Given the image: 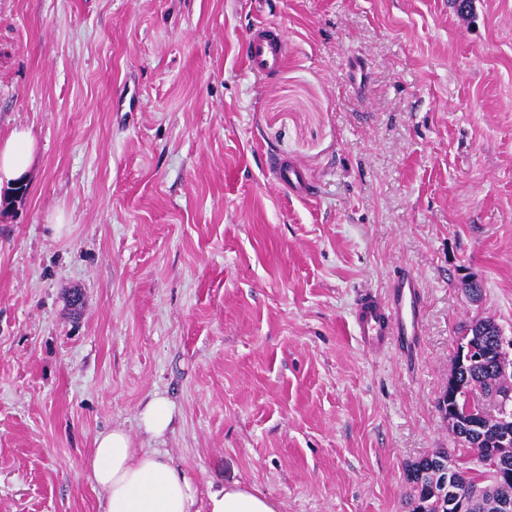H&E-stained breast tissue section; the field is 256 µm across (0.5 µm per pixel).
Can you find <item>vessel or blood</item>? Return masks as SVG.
<instances>
[{"label":"vessel or blood","instance_id":"b4317fda","mask_svg":"<svg viewBox=\"0 0 512 512\" xmlns=\"http://www.w3.org/2000/svg\"><path fill=\"white\" fill-rule=\"evenodd\" d=\"M288 53L286 31L275 24H255L248 41L247 64L251 71L270 76L281 67ZM269 171L274 179L291 193L308 198L303 176L284 162L271 163ZM420 282L410 270L395 272L384 296L364 295L356 310V327L362 341L383 351L396 346L410 352L423 333V307Z\"/></svg>","mask_w":512,"mask_h":512}]
</instances>
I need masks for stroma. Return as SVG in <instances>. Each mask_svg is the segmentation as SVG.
Instances as JSON below:
<instances>
[{
    "instance_id": "obj_1",
    "label": "stroma",
    "mask_w": 512,
    "mask_h": 512,
    "mask_svg": "<svg viewBox=\"0 0 512 512\" xmlns=\"http://www.w3.org/2000/svg\"><path fill=\"white\" fill-rule=\"evenodd\" d=\"M261 21L290 43L271 77L245 61ZM130 87L140 111H116ZM16 127L36 149L0 211V512H98L87 461L116 426L202 495L411 512L409 464L453 445L436 401L463 327L512 336V0H0ZM400 262L423 283L410 357L354 329ZM269 171L274 179L287 188L292 194H296L302 199L311 197L303 176L296 170L288 168V164L281 161L272 162ZM173 422L172 404L167 397L154 393L139 412V427L150 436L158 439L171 427Z\"/></svg>"
}]
</instances>
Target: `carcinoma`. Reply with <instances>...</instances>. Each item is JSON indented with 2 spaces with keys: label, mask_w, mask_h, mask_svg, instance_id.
<instances>
[{
  "label": "carcinoma",
  "mask_w": 512,
  "mask_h": 512,
  "mask_svg": "<svg viewBox=\"0 0 512 512\" xmlns=\"http://www.w3.org/2000/svg\"><path fill=\"white\" fill-rule=\"evenodd\" d=\"M499 335L498 324L490 318L473 320L465 329L459 342H475L485 350L496 348ZM512 395V371L500 369L489 358L481 362L463 361L456 368L450 386L446 388L437 401L438 411L448 421L449 430L454 439L455 448H439L433 453L411 463L408 469V481L412 485L410 503L412 512H448V499L432 493L435 473L431 464L442 454L448 455L456 464V482L463 488L474 484L480 490L470 496L465 505V512H502L500 503L504 499L512 500V482L498 479L491 467L478 469L467 465V458L485 452L492 457L501 452L495 442L494 429L501 423L491 415H485L483 425L486 428L484 439L477 441L467 428L472 416V405L467 396L477 395L486 399L499 395Z\"/></svg>",
  "instance_id": "carcinoma-1"
}]
</instances>
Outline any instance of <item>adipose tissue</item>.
<instances>
[{
	"label": "adipose tissue",
	"mask_w": 512,
	"mask_h": 512,
	"mask_svg": "<svg viewBox=\"0 0 512 512\" xmlns=\"http://www.w3.org/2000/svg\"><path fill=\"white\" fill-rule=\"evenodd\" d=\"M35 141L24 128L0 138V185H12L27 171ZM89 467L100 512H195L191 478L157 448L137 447L130 433L115 427L100 433ZM206 512H278L270 498L246 487L209 488Z\"/></svg>",
	"instance_id": "adipose-tissue-1"
}]
</instances>
